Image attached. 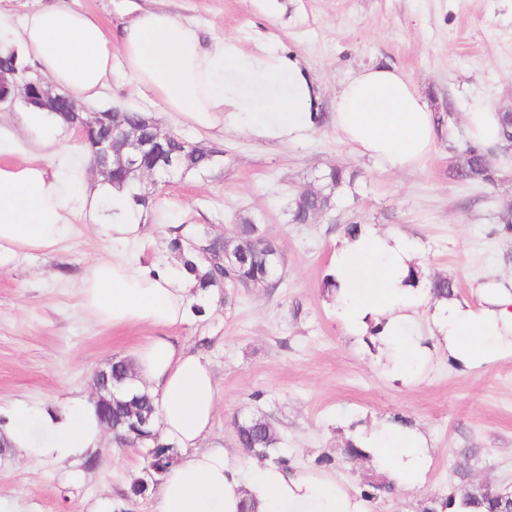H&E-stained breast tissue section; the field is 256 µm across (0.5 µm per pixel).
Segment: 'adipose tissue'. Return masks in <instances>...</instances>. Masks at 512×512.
Returning <instances> with one entry per match:
<instances>
[{
    "label": "adipose tissue",
    "instance_id": "adipose-tissue-1",
    "mask_svg": "<svg viewBox=\"0 0 512 512\" xmlns=\"http://www.w3.org/2000/svg\"><path fill=\"white\" fill-rule=\"evenodd\" d=\"M20 26L18 39H11V19L0 12V44L35 61L50 80L83 100L99 97L118 56L138 89L196 126L230 125L270 139L298 137L310 126L316 88L299 60L276 48L258 59L234 37L204 41L197 25L163 10H132L114 42L94 19L68 7L32 10ZM334 123L362 155L391 170L416 166L436 140L429 101L390 66L362 69L342 83ZM466 123L475 143H500L499 115L488 104H472ZM63 128L56 114L32 107L23 108L18 128L0 126V153L9 155L0 163V268L23 253L54 252L72 238L77 216L104 241L121 244V252L89 267L79 294L82 309L98 324L154 331L129 359L134 390L154 398L161 438L180 453L161 485L159 512H370L334 479L272 461L245 465L225 448L202 447L218 402L214 371L204 355L170 333L192 322V303L201 297L196 281L126 253V245L150 237L129 189L91 181L90 163L62 171L28 154L29 142L62 156L81 151L82 143L65 138ZM415 260L405 241L368 228L343 240L332 261L343 327L359 336L369 321L381 322L380 341L394 350L403 371L413 356L399 348L398 336L426 303L403 284ZM480 294L481 310L450 298L439 300L432 315L451 357L474 367L512 354V292L488 286ZM105 438L95 402L83 395L56 407L17 399L0 408V439L24 459L76 462ZM361 445L377 472L400 484L422 481L426 438L420 431L374 430Z\"/></svg>",
    "mask_w": 512,
    "mask_h": 512
}]
</instances>
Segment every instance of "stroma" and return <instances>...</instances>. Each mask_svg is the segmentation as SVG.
Instances as JSON below:
<instances>
[{"label":"stroma","mask_w":512,"mask_h":512,"mask_svg":"<svg viewBox=\"0 0 512 512\" xmlns=\"http://www.w3.org/2000/svg\"><path fill=\"white\" fill-rule=\"evenodd\" d=\"M49 5L84 11L110 34L130 8L165 10L207 35L237 38L253 54L266 44L296 53L319 87L323 120L293 141L197 129L161 111L119 68L93 104L146 113L162 129L223 151L211 170L154 193L144 213L153 229L145 263H180L167 235L175 224L224 237L250 218L282 251L276 291L233 290L203 320L173 330L215 373L218 403L206 446L237 452L236 420L260 412L292 465L357 494L371 469L343 461L349 425L365 433L399 417L428 437L426 480L372 512H422L427 498L447 493L457 462L467 463L473 481L512 489V355L459 365L427 306L404 338L414 353L411 370L389 371L383 346L348 336L324 287L344 226L361 224L415 242L421 279L448 277L456 299L474 309L482 307L477 284L512 289V234L493 232L512 203V174L498 173L492 185L462 184L449 174L469 141L470 105L512 108V0H0V9L17 16ZM379 64L401 70L443 118L433 150L416 167L391 171L361 156L332 119L343 81ZM331 166L351 177L334 208L315 223H290L289 197ZM112 251L81 225L53 253L23 255L0 269L1 406L89 394L94 371L151 336L147 327L95 324L81 310L80 278ZM142 463L140 452L109 443L73 465L24 461L0 447V512H158V495H129Z\"/></svg>","instance_id":"1"}]
</instances>
